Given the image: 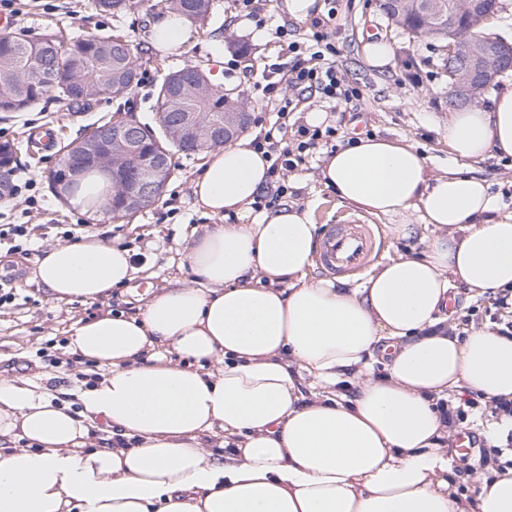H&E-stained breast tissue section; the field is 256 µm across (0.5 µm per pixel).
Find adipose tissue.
<instances>
[{"instance_id": "obj_1", "label": "adipose tissue", "mask_w": 512, "mask_h": 512, "mask_svg": "<svg viewBox=\"0 0 512 512\" xmlns=\"http://www.w3.org/2000/svg\"><path fill=\"white\" fill-rule=\"evenodd\" d=\"M189 20L163 12L160 50ZM512 156V88L448 117L456 167L430 173L404 139L367 136L320 170L340 203L420 225L423 254L375 265L355 285L312 279L318 226L284 204L232 224L271 161L235 143L193 179L212 224L194 227L192 281L148 290L136 313L70 329L71 354L101 369L90 386L0 377V512H512V468L457 492L449 392L512 401V337L450 333L458 287L512 288V215L467 161ZM420 212L421 224L406 223ZM129 248L98 235L46 250L35 278L61 301L97 302L128 285Z\"/></svg>"}]
</instances>
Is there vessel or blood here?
<instances>
[{"label": "vessel or blood", "mask_w": 512, "mask_h": 512, "mask_svg": "<svg viewBox=\"0 0 512 512\" xmlns=\"http://www.w3.org/2000/svg\"><path fill=\"white\" fill-rule=\"evenodd\" d=\"M375 242L370 225L356 221L329 225L320 240L318 262L333 275L362 270L376 254Z\"/></svg>", "instance_id": "obj_1"}]
</instances>
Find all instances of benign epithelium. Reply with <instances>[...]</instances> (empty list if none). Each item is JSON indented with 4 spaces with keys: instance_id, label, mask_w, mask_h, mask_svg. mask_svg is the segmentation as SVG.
Masks as SVG:
<instances>
[{
    "instance_id": "1",
    "label": "benign epithelium",
    "mask_w": 512,
    "mask_h": 512,
    "mask_svg": "<svg viewBox=\"0 0 512 512\" xmlns=\"http://www.w3.org/2000/svg\"><path fill=\"white\" fill-rule=\"evenodd\" d=\"M406 0H381L382 11L397 24L403 23ZM425 13L430 28L448 35L446 65L452 78L448 104L452 107L475 105L489 88L512 71V42L482 32L487 16L500 7V0H415ZM224 120L203 124L196 112H179L161 134L147 130L130 114L119 122L100 127L94 125L86 133V152L94 155L102 147L114 143L123 153L135 155L148 139L176 140L183 149L197 154L224 146L227 138L236 137L249 120L241 98L226 96ZM113 179L124 189V205L135 211L161 195L169 180L168 154L147 156L132 169L105 165Z\"/></svg>"
}]
</instances>
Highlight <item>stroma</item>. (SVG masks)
I'll list each match as a JSON object with an SVG mask.
<instances>
[{"label":"stroma","instance_id":"35a3bbf8","mask_svg":"<svg viewBox=\"0 0 512 512\" xmlns=\"http://www.w3.org/2000/svg\"><path fill=\"white\" fill-rule=\"evenodd\" d=\"M284 0H257L256 14L244 16L236 0H211L207 16L194 24V33L181 50L161 53L148 50L150 14L135 9L117 17L96 10L94 0H17L14 31L35 39L61 24L75 36L118 30L137 44L140 82L118 102L103 99L84 110L52 99L41 101L27 112L0 119V141H26L36 131H56L63 140L80 136L94 123L113 116L119 104L131 107L143 122H155L154 84L161 69L199 65L219 75L224 90L240 93L251 115L240 138L272 133L278 148L296 150L308 114L323 112L334 136L320 140L304 152L303 162L293 167L278 166L263 188L265 196L278 203L310 209L318 226L342 224L357 219L372 225L378 238L380 260L401 255L415 256L424 241L391 236L387 218L375 217L351 205H343L319 181L326 154L361 136L403 138L427 159L430 168L449 165L448 72L444 67V41L414 35L388 21L377 0H317L318 16L326 20L333 58L344 80L357 89L356 97L327 99L312 93L300 100L281 75L298 62L309 61L317 45L311 20H296L283 9ZM383 39L393 49L384 66L369 65L365 45ZM266 73L268 84L255 85L254 72ZM60 149L47 148L16 173L14 194L0 200V225L23 224L27 239L21 249L0 245V281L16 288L15 300L0 307V375L21 376L37 384L46 380L68 387L91 383L95 367L75 360L67 350L69 330L80 320L105 310L132 313L136 297L147 288L161 287L178 275L193 228L210 218L197 204L192 179L203 166L206 154L172 155V176L160 200L130 218H106L96 222L62 202L52 189L48 174L56 167ZM475 175L487 178L499 213L512 212V157H490L472 163ZM99 232L109 241L130 248L138 269L128 287L114 289L110 298L94 302H65L55 299L34 277L38 259L51 246L64 242L73 225ZM47 348L53 362L39 358Z\"/></svg>","mask_w":512,"mask_h":512}]
</instances>
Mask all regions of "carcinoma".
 <instances>
[{"label": "carcinoma", "instance_id": "1", "mask_svg": "<svg viewBox=\"0 0 512 512\" xmlns=\"http://www.w3.org/2000/svg\"><path fill=\"white\" fill-rule=\"evenodd\" d=\"M171 14L184 15L192 21L206 16L211 0H162ZM98 11L116 15L135 9L136 0H95ZM404 26L414 34L437 35L425 26L414 10H407ZM41 40L46 46L32 55L26 38L15 33L0 35V113L26 112L41 101L53 98L70 105L84 106L107 98L117 90L122 71L129 61L122 54V42L128 37L121 33L91 34L82 37H65L61 31H51ZM54 67L57 72L77 77V81L64 84L48 83L40 75L43 67ZM206 69L186 65L164 74L154 90L159 110V122H170L173 112H197L209 122L212 114L224 111V91L213 87L201 93L197 86ZM21 145L0 141V162L11 165L15 171L20 165L18 151Z\"/></svg>", "mask_w": 512, "mask_h": 512}]
</instances>
